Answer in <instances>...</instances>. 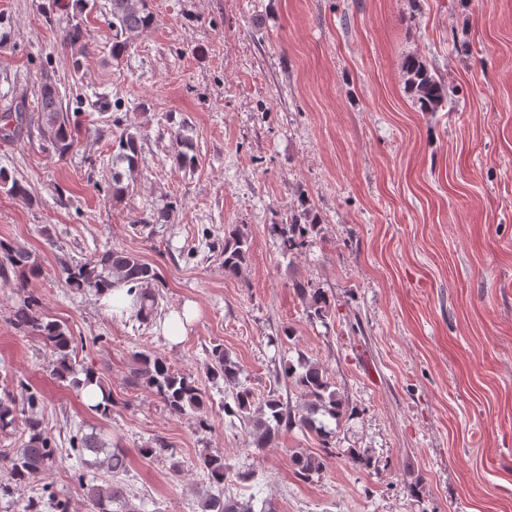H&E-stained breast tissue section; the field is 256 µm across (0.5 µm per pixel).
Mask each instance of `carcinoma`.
Returning <instances> with one entry per match:
<instances>
[{"label":"carcinoma","instance_id":"cac0c4a2","mask_svg":"<svg viewBox=\"0 0 512 512\" xmlns=\"http://www.w3.org/2000/svg\"><path fill=\"white\" fill-rule=\"evenodd\" d=\"M109 25L112 27V58L119 59L131 44L155 24V16L149 9L148 0H110ZM67 46L72 54L73 70H81L82 58L86 55L82 23L70 24L65 35ZM407 74V87L413 101L422 112H435L445 98V86L431 73L426 63L417 58L404 61ZM37 125L46 150L59 156L72 151L78 143L79 125L63 111L62 101L56 87L44 83L39 89L36 112L3 113L0 115V138L13 140L31 125ZM187 122L178 125L173 131L177 143L183 150L178 152L176 162L181 167L191 168L198 162L193 153V139L188 135ZM112 154L111 185L112 197L117 199L129 188L127 182L141 160V146L138 133L124 128L115 138ZM318 219L310 209L292 212L288 221L271 225L273 236L279 240L284 253L300 251L308 245V239L317 229ZM224 257V275L239 276L247 265L251 242L247 233L235 227L224 233L221 243ZM62 274L69 287L80 291L99 294L101 289L110 286H128L127 293L133 296L131 308L136 318L147 323L158 315L160 293L159 274L156 269L139 255L118 249H107L94 254L85 261H60ZM42 267L38 256L21 245L6 246L0 243V288L12 287L11 278L25 281L41 275ZM296 292L308 319L325 320L328 317V299L320 289L296 285ZM14 326L24 334H31L56 355L53 375L62 382L71 381L75 387L85 389L96 384L102 393V400L93 409L107 414L112 407V393L99 375L91 367L82 369L84 379L75 377L76 368L71 359L72 339L68 329L53 320H48L36 309L35 300L27 295L14 307L11 315ZM208 374L211 379H223L229 389L232 401L224 402V415L235 417L249 428L251 445L255 448H268L272 445L279 430L298 427L300 430L316 434L323 447H329L336 437L325 419L341 421L349 411V403L334 389L328 379L326 369L318 362L303 356L297 361H288L284 367V378L292 381L298 390L300 402L292 406L283 402L278 390H270L266 396L257 399L254 392L239 375L241 369L224 346H213L210 354ZM130 383L143 386L154 393L173 412L183 415L188 412L202 414L207 409L209 399L186 373L173 370L164 358L151 353H140L135 360ZM36 404L35 396L28 395L19 400L7 395L0 398V431L4 432L20 422L28 439L19 448L0 450V469L8 472L18 483L45 473L51 469L56 459V449L52 448L49 430L29 409ZM73 449L79 453L86 451L95 454L91 463L97 470L111 474L112 482L105 485L88 484L86 497L97 512H144L143 504L135 503L136 496L129 494L120 476L128 471L127 451L114 447L108 451L93 434L72 436ZM142 453L150 456H164L171 459V469L181 472V464L174 459L172 449L161 443L156 448H144ZM290 464L294 474L303 481H309L325 468L324 457L306 449L293 451ZM208 480L217 485L231 481L246 482L252 479V472L233 470L224 463V458L209 453L201 455L196 463ZM254 497L240 500L223 492L209 494L201 502L202 512H254Z\"/></svg>","mask_w":512,"mask_h":512}]
</instances>
